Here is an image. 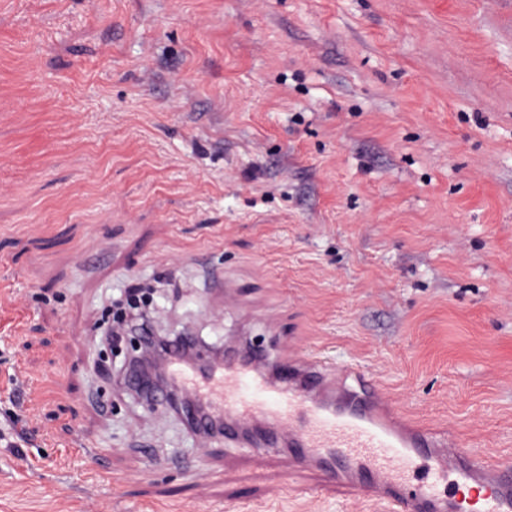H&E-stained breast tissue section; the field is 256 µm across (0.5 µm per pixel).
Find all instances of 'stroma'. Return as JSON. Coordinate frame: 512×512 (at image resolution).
<instances>
[{"instance_id": "obj_1", "label": "stroma", "mask_w": 512, "mask_h": 512, "mask_svg": "<svg viewBox=\"0 0 512 512\" xmlns=\"http://www.w3.org/2000/svg\"><path fill=\"white\" fill-rule=\"evenodd\" d=\"M132 275L512 465V0H0V512H387L99 371Z\"/></svg>"}]
</instances>
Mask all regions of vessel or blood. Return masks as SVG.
Wrapping results in <instances>:
<instances>
[{
    "label": "vessel or blood",
    "instance_id": "1",
    "mask_svg": "<svg viewBox=\"0 0 512 512\" xmlns=\"http://www.w3.org/2000/svg\"><path fill=\"white\" fill-rule=\"evenodd\" d=\"M225 362L190 392L207 389L224 412L225 444L288 445V468L320 473L324 486L385 502L391 512H512V467L489 461L454 431L413 422L357 369L356 388L311 355L279 365Z\"/></svg>",
    "mask_w": 512,
    "mask_h": 512
}]
</instances>
